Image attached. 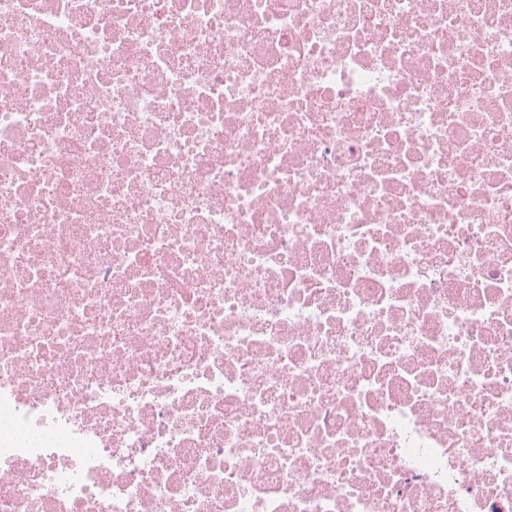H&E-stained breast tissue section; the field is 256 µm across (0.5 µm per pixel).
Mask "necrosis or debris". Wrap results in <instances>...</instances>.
<instances>
[{"label":"necrosis or debris","instance_id":"obj_1","mask_svg":"<svg viewBox=\"0 0 512 512\" xmlns=\"http://www.w3.org/2000/svg\"><path fill=\"white\" fill-rule=\"evenodd\" d=\"M0 512H512V0H0Z\"/></svg>","mask_w":512,"mask_h":512}]
</instances>
